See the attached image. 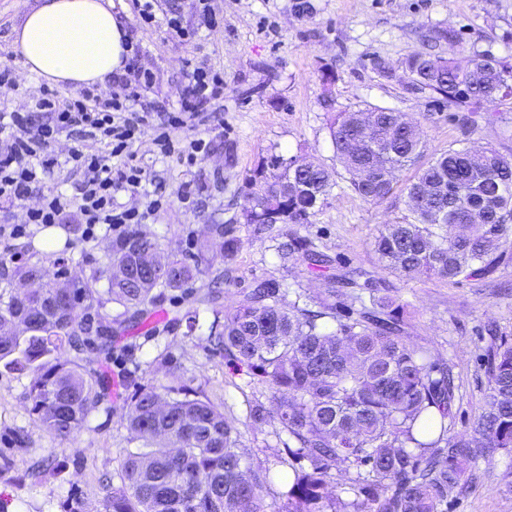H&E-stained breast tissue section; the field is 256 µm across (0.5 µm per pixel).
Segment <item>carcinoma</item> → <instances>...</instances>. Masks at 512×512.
<instances>
[{"label":"carcinoma","mask_w":512,"mask_h":512,"mask_svg":"<svg viewBox=\"0 0 512 512\" xmlns=\"http://www.w3.org/2000/svg\"><path fill=\"white\" fill-rule=\"evenodd\" d=\"M476 54L461 67L443 57L412 53L405 70L421 91L458 107L497 104L512 97V63ZM415 121L381 108L365 117L338 112L330 124L336 159L352 189L380 201L398 189L396 173L423 153L413 138ZM273 155L246 178L243 213L249 224H308L324 206L334 182L324 166L289 157L298 168L272 169ZM401 192L407 214L384 225L375 239L382 266L416 279L482 277L501 258L499 242L512 234V158L494 148L448 147L417 169ZM189 258L168 256L159 240L137 230L112 243L105 266L92 281L106 279L107 301L139 314L166 291H180L228 258L241 240L223 224ZM283 262L301 260L311 270L328 256L307 237L292 234L278 246ZM165 261L163 278L145 275ZM128 270L115 278L113 264ZM61 259L47 255L19 266L15 276L39 277L37 295L0 302V364L31 376L29 400L42 426L66 439L81 431L103 400L102 385L71 357L112 327H93L76 303L101 307L87 284L61 293ZM324 296L297 292L275 279L254 281L208 336L245 366L265 388L271 406L256 402L250 416L270 420L291 459L279 477L278 512H448V495L459 488L482 448L512 450V342L499 338L486 358L487 388L471 433L452 432L457 386L446 362L405 338L402 306L371 282L325 276ZM357 289L354 303L338 311L336 285ZM140 446L127 453L122 485L107 494L105 512H264L258 499L270 472L243 465L239 434L220 406L185 386L139 389L125 415ZM356 470L341 493L328 491L332 466Z\"/></svg>","instance_id":"1"}]
</instances>
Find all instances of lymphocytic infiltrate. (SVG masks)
I'll return each mask as SVG.
<instances>
[{
  "mask_svg": "<svg viewBox=\"0 0 512 512\" xmlns=\"http://www.w3.org/2000/svg\"><path fill=\"white\" fill-rule=\"evenodd\" d=\"M119 81L125 89L120 96L105 98L87 90L63 96L44 88L16 109L0 113V201L19 206L30 194L39 197L38 205L27 210L25 223L0 224L1 239L23 237L31 224L63 223L73 206L79 209L89 240L103 225L117 231L141 223L144 213L118 206L115 195L138 191L142 183V169L130 147L147 121L144 93L151 76L140 72L135 79L123 75ZM223 96V76L201 66L188 71L178 111L159 115L153 127L159 153H173L172 129L195 120L203 100ZM65 134L77 140L68 161L83 175L71 198L49 186L58 160L48 149ZM94 140L106 142L109 155L92 150ZM115 157L121 158V165H112Z\"/></svg>",
  "mask_w": 512,
  "mask_h": 512,
  "instance_id": "lymphocytic-infiltrate-1",
  "label": "lymphocytic infiltrate"
}]
</instances>
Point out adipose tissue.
Here are the masks:
<instances>
[{
    "mask_svg": "<svg viewBox=\"0 0 512 512\" xmlns=\"http://www.w3.org/2000/svg\"><path fill=\"white\" fill-rule=\"evenodd\" d=\"M112 8V0H37L13 29L23 68L53 85H106L124 72L130 53Z\"/></svg>",
    "mask_w": 512,
    "mask_h": 512,
    "instance_id": "1",
    "label": "adipose tissue"
}]
</instances>
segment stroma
<instances>
[{
	"label": "stroma",
	"instance_id": "obj_1",
	"mask_svg": "<svg viewBox=\"0 0 512 512\" xmlns=\"http://www.w3.org/2000/svg\"><path fill=\"white\" fill-rule=\"evenodd\" d=\"M24 0H0V68H10L21 96L38 94L43 80L20 65L12 44ZM137 52L139 70L150 72L148 100L154 111L177 107L187 64L210 68L224 77L223 100L207 101L199 123L173 130L175 148L204 139L208 153L190 165L177 156H160L151 129H142L131 145L144 170L141 191L121 192L118 203L144 209L147 192L168 202L141 224L158 237L166 252L185 256L206 238L208 225L231 224L242 246L231 260L216 261L211 274L226 275L213 308L201 299L210 276H202L188 293L168 292L155 307L161 322L121 314L109 303L93 323L112 327V349L86 348L77 363L93 379L111 383L120 377L119 395H105L100 408L71 439L45 431L28 400V374L0 367V502L6 512H104L102 475L119 480L128 451L138 442L125 422V410L143 386L188 385L215 403L239 429L240 448L248 467L278 475L288 456L276 428L249 416V405L261 397L246 367L226 353L212 350L201 333H189L185 314L200 311L209 323L215 312L241 298L254 280L275 279L314 296L325 290L320 274L305 264L282 263L276 247L285 235L312 239L331 259V272L354 270L377 281L406 308V339L447 361L459 387L454 430L469 431L480 409L487 376L483 355L488 328L512 339V237L500 245L502 261L475 279H411L383 269L373 242L384 225L406 213L397 193L369 202L350 187L336 161L329 120L333 113L384 107L411 115L425 143L423 162H431L457 143L492 147L512 155V98L490 111L471 115L461 127L455 108L434 95L413 91L403 66L421 52L467 65L475 53L512 61V0H211L219 24L199 23V0H154L157 22L141 27L128 0H112ZM179 18L195 29L184 44L167 25ZM334 73L323 84L322 72ZM306 155L329 169L335 186L308 224L262 227L241 219L244 179L270 155ZM194 201L181 203L183 187ZM63 279L87 282L112 248L111 236L85 243L79 213L54 227ZM41 227L29 236L0 241V297L14 292V254L26 261L42 258ZM448 512H512V452L484 449L466 474L463 488L448 500Z\"/></svg>",
	"mask_w": 512,
	"mask_h": 512
}]
</instances>
